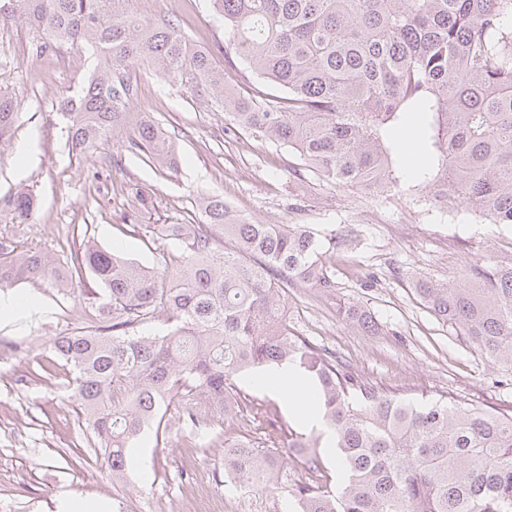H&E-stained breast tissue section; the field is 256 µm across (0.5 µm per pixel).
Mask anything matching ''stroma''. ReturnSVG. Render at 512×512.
Returning <instances> with one entry per match:
<instances>
[{"label":"stroma","instance_id":"obj_1","mask_svg":"<svg viewBox=\"0 0 512 512\" xmlns=\"http://www.w3.org/2000/svg\"><path fill=\"white\" fill-rule=\"evenodd\" d=\"M125 7L143 17H171L195 47L223 63L229 47L209 0H126ZM88 68L80 50L35 59L21 26L0 31V91L18 102L15 131L0 143V199L28 189L40 203L29 224L13 223L0 211L1 234L59 254L66 225L84 224L102 245L156 263L152 244L132 228L136 188L152 193L155 224L200 223L196 200L220 195L263 224H305L320 235L355 229L356 243L337 248L330 259L333 296L289 289L288 319L296 332L407 399L452 392L496 409L512 407V381L502 366L451 336L408 281L420 274L455 283L478 251L512 258V224L489 226L465 209L442 213L414 196L327 187L299 177L296 155L246 134L225 136L221 109L193 86L169 83L145 64L133 74L139 86L133 109L152 113L174 132L181 170L162 177L153 165L122 153L116 141L103 150L121 154L119 165L94 170L69 156L56 112L58 98L74 90ZM22 143L31 146L23 158L17 154ZM397 267L405 279L394 277ZM12 291L36 297L47 311L0 327V512H61L69 499L104 501L111 512H187L202 490L222 502L224 512H293L286 493L245 495L224 479L225 441L265 440L263 427L246 416L212 422L203 436L172 424L171 439L161 447L154 431L145 432L120 481L88 464L81 453L87 441L65 408L68 368L51 379L32 374L46 342L77 326L85 299L41 283H21ZM340 300L369 309L378 333L368 336L343 323Z\"/></svg>","mask_w":512,"mask_h":512}]
</instances>
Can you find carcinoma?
Instances as JSON below:
<instances>
[{
  "instance_id": "1",
  "label": "carcinoma",
  "mask_w": 512,
  "mask_h": 512,
  "mask_svg": "<svg viewBox=\"0 0 512 512\" xmlns=\"http://www.w3.org/2000/svg\"><path fill=\"white\" fill-rule=\"evenodd\" d=\"M224 40L257 79L282 94L235 88L212 54L194 48L170 18H142L125 0H8L0 22L18 24L33 58L79 48L90 70L58 101L65 143L81 161L109 140L180 172L168 134L134 112L135 66L170 83L193 82L224 111L226 131L288 148L327 186L418 194L441 211L464 207L489 224H512V0H210ZM424 115L417 149L425 166L408 176L394 132ZM18 118L0 92V142ZM15 224L37 210L30 191L3 200ZM201 224H147L158 251L146 267L73 227L69 260L0 238V288L46 281L65 290L89 275L83 326L47 341L43 377L71 367L78 425L94 462L121 478L131 448L152 425L170 438L167 413L204 433L215 419L275 415L243 395L242 373L292 363L313 382L324 431L344 484L291 478L314 473L321 436L282 432L261 447L224 450V475L257 491L282 489L297 512H512V409H489L450 392L408 402L369 380L289 325L288 289L331 295L329 255L344 242L303 224L245 220L221 196L198 201ZM224 234V247L215 232ZM181 253L168 250L169 241ZM421 304L462 343L512 369V259L476 254L452 286L415 281ZM163 316L164 335L137 328ZM358 330L378 333L371 312L344 308Z\"/></svg>"
}]
</instances>
